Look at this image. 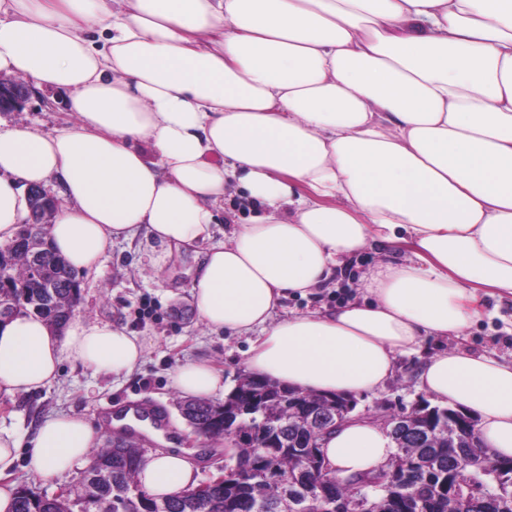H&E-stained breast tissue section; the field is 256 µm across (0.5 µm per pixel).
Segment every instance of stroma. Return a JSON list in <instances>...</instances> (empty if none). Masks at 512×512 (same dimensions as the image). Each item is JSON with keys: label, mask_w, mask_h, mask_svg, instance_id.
Instances as JSON below:
<instances>
[{"label": "stroma", "mask_w": 512, "mask_h": 512, "mask_svg": "<svg viewBox=\"0 0 512 512\" xmlns=\"http://www.w3.org/2000/svg\"><path fill=\"white\" fill-rule=\"evenodd\" d=\"M24 83L32 87V94L16 108L0 112V126L48 135L71 124L66 93L35 89L29 77ZM384 258L379 249H366L351 260L335 282L315 294L284 298L276 318L308 311L327 312L358 297L360 278ZM194 262V256L189 255L176 264H166L163 248L141 234L114 242L98 270L79 274L81 300L74 316L110 322L146 338L142 365L130 374H106L64 362L53 383L12 399L0 398V429L16 434L26 443L41 422L59 413L77 414L97 423L102 407L158 402L166 409L170 434L163 443L136 436L134 442L139 448L147 452L160 449L165 443L174 448H205L207 461L197 467L201 482L217 468L235 465L224 440L200 436L186 423L177 407L181 395L171 385L173 371L190 360L203 359L223 371L230 390L244 372L242 354L248 347L247 339L214 333L196 317L189 275ZM484 309V316L465 330L463 339L429 338L418 353L399 355L395 373L384 388L355 396V414L375 420L386 413L410 410L423 401L417 370L425 358L441 349L460 345L473 353L511 362L512 301L489 297Z\"/></svg>", "instance_id": "stroma-1"}]
</instances>
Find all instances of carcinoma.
I'll use <instances>...</instances> for the list:
<instances>
[{
    "label": "carcinoma",
    "mask_w": 512,
    "mask_h": 512,
    "mask_svg": "<svg viewBox=\"0 0 512 512\" xmlns=\"http://www.w3.org/2000/svg\"><path fill=\"white\" fill-rule=\"evenodd\" d=\"M14 241L16 247L0 252V266L10 275L13 288L8 290L5 302L9 304V318L30 312L50 325L61 328L73 300L79 298V282L75 271L53 252L50 240L40 235L37 225H22ZM37 265L38 279H33L32 265ZM251 387L250 395L243 397L230 393L222 402L186 399L179 409L194 431L211 439H224V416H230L246 432L258 427V419L245 411L251 398L261 399L266 424L279 430V448L269 459L259 460L251 438L236 444V461L243 466L262 463L273 470L275 479L256 487L249 482L229 480L216 484L205 496L196 490L182 495L151 497L154 508L148 509L131 494L140 487L138 475L142 462L141 449L120 439V444H109L97 454V467L108 471L111 478L95 480L92 472L84 470L72 487L65 505L70 512H91V503L104 500L111 505L110 512H281L278 505L290 499L308 502L309 493L318 492L320 502L312 508L326 509L331 504L342 507V512H357L364 494H369L373 512H499L492 489L481 495L476 487L490 482L492 474L504 466L512 467V459L497 458L478 441L476 435L453 432L450 439L438 448H430L416 435L404 436L405 447L396 449L386 468L374 474L336 479L311 470L297 474L300 455L309 451L310 433L305 426V409L321 407L319 396L295 393L298 402L288 401V390L268 380L244 375ZM471 462L472 482L459 487L454 496H448V484L456 482L459 461ZM13 512H61L58 500L32 493L30 487L17 486Z\"/></svg>",
    "instance_id": "carcinoma-1"
}]
</instances>
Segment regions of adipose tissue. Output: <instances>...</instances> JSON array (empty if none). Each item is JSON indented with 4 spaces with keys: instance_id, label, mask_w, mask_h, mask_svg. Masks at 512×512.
<instances>
[{
    "instance_id": "obj_1",
    "label": "adipose tissue",
    "mask_w": 512,
    "mask_h": 512,
    "mask_svg": "<svg viewBox=\"0 0 512 512\" xmlns=\"http://www.w3.org/2000/svg\"><path fill=\"white\" fill-rule=\"evenodd\" d=\"M0 0V73L65 91L53 135L0 128V244L26 188L61 186L49 228L78 272L143 231L167 257L202 251L198 319L244 336L247 374L317 395L374 393L397 355L457 336L485 297L512 299V0ZM236 192L261 209L215 239ZM408 249L365 274L360 299L275 319L366 247ZM147 341L108 322L0 323V396L54 382L64 361L130 373ZM430 403L475 420L512 458V362L444 349L417 372ZM184 396L223 392L205 361L173 374ZM100 442L74 414L44 422L31 470L52 478ZM321 451L332 475L376 471L395 445L353 417ZM177 452L144 455L141 485L195 488Z\"/></svg>"
}]
</instances>
